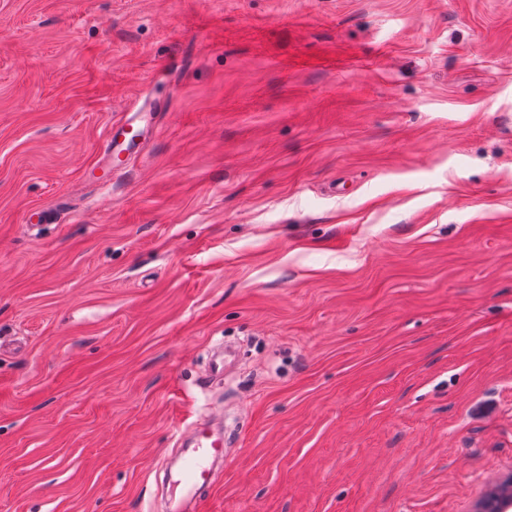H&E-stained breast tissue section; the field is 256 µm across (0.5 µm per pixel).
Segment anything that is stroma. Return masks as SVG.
<instances>
[{"mask_svg": "<svg viewBox=\"0 0 512 512\" xmlns=\"http://www.w3.org/2000/svg\"><path fill=\"white\" fill-rule=\"evenodd\" d=\"M211 415L203 512L512 476V0H0V512H177ZM150 108V102L145 101L139 107H137L136 103H133L126 108V114L123 121L120 120L118 122H112V124L106 127L104 132V145L108 154L109 162L105 166L107 170L106 174L94 179L99 181V184L110 183L114 175H123L128 172L127 168L131 163L130 157L128 159H123V162L125 163L122 166L113 165V167L112 158L113 160L122 161L121 156H123V154L127 151V149L124 148L127 135L133 132L134 124L137 121H140L142 117L150 110ZM192 453L185 459L178 478L173 483L182 491L196 493L212 480L210 461L224 460V438L212 434L206 427H200L193 437Z\"/></svg>", "mask_w": 512, "mask_h": 512, "instance_id": "35a3bbf8", "label": "stroma"}]
</instances>
